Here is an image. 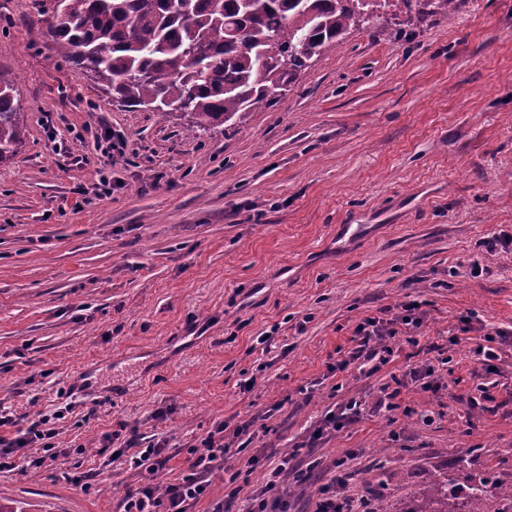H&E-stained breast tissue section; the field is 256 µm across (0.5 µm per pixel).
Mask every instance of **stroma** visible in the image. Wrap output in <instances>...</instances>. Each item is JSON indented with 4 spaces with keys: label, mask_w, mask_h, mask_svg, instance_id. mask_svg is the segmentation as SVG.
<instances>
[{
    "label": "stroma",
    "mask_w": 512,
    "mask_h": 512,
    "mask_svg": "<svg viewBox=\"0 0 512 512\" xmlns=\"http://www.w3.org/2000/svg\"><path fill=\"white\" fill-rule=\"evenodd\" d=\"M52 0H0V71L25 134L0 162V404L30 419L57 405L65 452L0 473L27 512H118L126 493L194 470L216 423L264 422L215 468L194 512L228 493L252 456L297 451L293 512L348 458L347 495L419 512L430 479L512 485V0L356 27L287 91L240 122L188 132V116L126 108L42 33ZM56 133L48 135L46 122ZM122 151L106 154L108 140ZM112 194L77 206V189ZM357 234L340 237L339 225ZM483 272L472 276L470 264ZM417 301L422 324L372 375L333 372L368 317ZM498 354H474L484 334ZM409 383L374 411L382 385ZM252 388H245V381ZM486 399L471 405L479 384ZM364 410L321 440L349 398ZM167 439L164 471L108 463L102 437ZM90 475L89 487L69 481ZM408 376L411 381L415 382L430 377L427 372L423 373L422 370L416 368L401 375H391V383H387L382 387L381 393H383V396L377 401L381 409L384 408L386 411L390 412L398 407V403L395 402V399L401 394V389L407 387ZM392 383L394 386H392Z\"/></svg>",
    "instance_id": "stroma-1"
}]
</instances>
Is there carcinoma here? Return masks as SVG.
I'll list each match as a JSON object with an SVG mask.
<instances>
[{
	"mask_svg": "<svg viewBox=\"0 0 512 512\" xmlns=\"http://www.w3.org/2000/svg\"><path fill=\"white\" fill-rule=\"evenodd\" d=\"M460 0H55L44 37L125 107L189 109L190 131L235 121L288 87L352 27L385 15L425 20ZM23 135L14 79L0 71V161ZM488 479L469 500L431 485L420 512H485Z\"/></svg>",
	"mask_w": 512,
	"mask_h": 512,
	"instance_id": "1",
	"label": "carcinoma"
}]
</instances>
